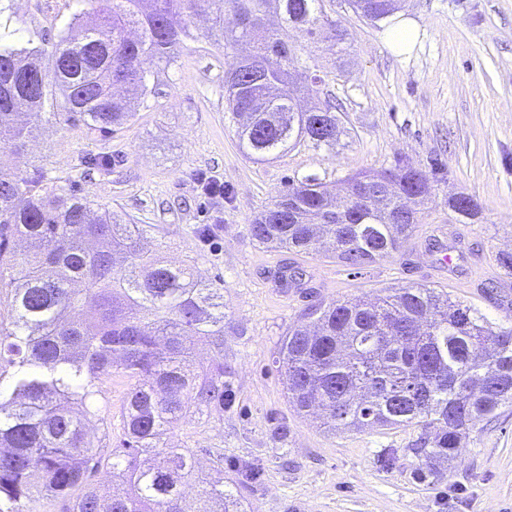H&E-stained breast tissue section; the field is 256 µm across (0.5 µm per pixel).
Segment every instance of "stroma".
<instances>
[{
    "label": "stroma",
    "instance_id": "1",
    "mask_svg": "<svg viewBox=\"0 0 512 512\" xmlns=\"http://www.w3.org/2000/svg\"><path fill=\"white\" fill-rule=\"evenodd\" d=\"M325 19L346 32L333 57L303 39L297 55L322 79L320 99L338 105L335 149L299 146L269 162L241 151L224 110V73L232 59L206 18L193 26L173 62L144 65L153 88L123 128L103 133L76 123L38 126L10 165L43 169L47 185L145 224L164 255L194 264L224 291L225 410L182 419L167 442L191 449L203 471L216 459L224 476L259 465L240 487L250 512H512V410L478 421L452 463L418 478L414 427L327 432L301 416L284 387L278 351L304 309L372 300L388 289L424 285L477 309L492 326L512 324V275L498 263L512 253V0H405L391 21L371 23L349 0H320ZM77 0H0V38L56 40L69 31ZM407 22L404 51L385 41ZM103 158L107 168L89 165ZM409 165L438 178L420 222L400 248L353 267L327 255L274 251L250 235L254 215L289 182L315 178L340 189L350 176ZM471 196L481 219L461 224L450 194ZM209 226L203 236L199 227ZM452 255L445 269L443 255ZM296 269L299 287L276 273ZM129 386L99 382L94 444L114 446Z\"/></svg>",
    "mask_w": 512,
    "mask_h": 512
}]
</instances>
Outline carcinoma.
Here are the masks:
<instances>
[{
	"mask_svg": "<svg viewBox=\"0 0 512 512\" xmlns=\"http://www.w3.org/2000/svg\"><path fill=\"white\" fill-rule=\"evenodd\" d=\"M75 37L0 44V153L25 147L42 122L83 123L105 133L134 113L115 98L150 94L144 63H168L209 13L224 49L247 43L224 76L225 108L238 118L247 155L273 159L290 147H333V106L298 107L285 86L298 63L288 31L310 39L320 0H82ZM365 19L392 17L398 0H354ZM279 14L270 28L266 16ZM409 165L349 177L341 198L308 179L290 184L250 224L253 240L318 255L324 231L332 257L350 266L386 258L408 236L432 194ZM471 197L448 196L462 224ZM142 224H120L74 195L47 190L40 172L0 168V512H30L52 499L63 512H185L183 485L195 480L199 512H247L224 489V457L197 473L187 448L167 434L188 412L224 408V293L192 265H172L145 246ZM316 322L288 329L279 350L284 384L299 412L322 411L328 431L420 429L417 473L455 459L475 422L512 408V325L494 328L474 308L434 288L405 286L374 301L318 303ZM215 352L198 370L195 345ZM121 371L132 385L123 434L103 455L86 433L96 382ZM119 478L123 494H101L93 478Z\"/></svg>",
	"mask_w": 512,
	"mask_h": 512,
	"instance_id": "obj_1",
	"label": "carcinoma"
}]
</instances>
